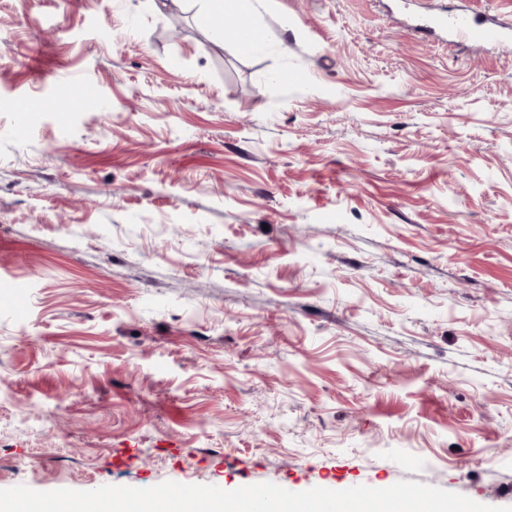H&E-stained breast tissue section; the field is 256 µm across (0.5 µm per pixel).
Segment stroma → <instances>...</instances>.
<instances>
[{
  "mask_svg": "<svg viewBox=\"0 0 512 512\" xmlns=\"http://www.w3.org/2000/svg\"><path fill=\"white\" fill-rule=\"evenodd\" d=\"M392 2L0 0V489L512 507V0ZM208 18L211 20L214 31L219 37L228 42L236 51L248 53L255 50L263 37L260 29L256 27L251 19L254 13L255 0H203ZM238 19L237 27L248 28L252 33V38L248 41L242 39L230 40L226 35L227 25ZM231 37L240 33L241 38L247 39L248 31L231 28L227 31ZM452 37L459 42L481 45L496 42L508 45L512 42V29L502 26L494 16L480 19L470 16H458L447 21ZM94 101L88 98L67 94H59L49 100L44 97H30L25 102V109L32 112L43 111L53 107L57 112H76L91 109Z\"/></svg>",
  "mask_w": 512,
  "mask_h": 512,
  "instance_id": "1",
  "label": "stroma"
}]
</instances>
